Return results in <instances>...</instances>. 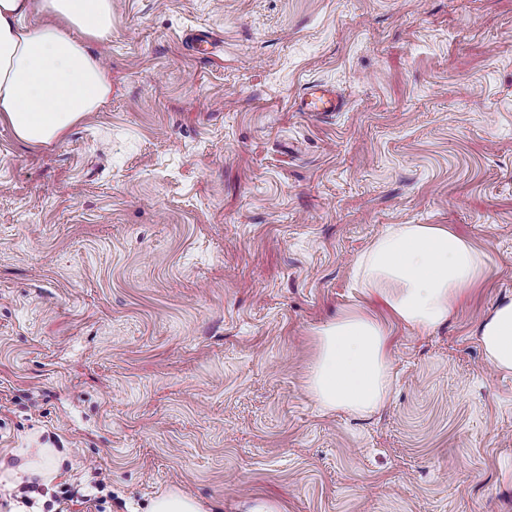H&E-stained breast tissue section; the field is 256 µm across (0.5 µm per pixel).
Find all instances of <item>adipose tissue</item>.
<instances>
[{"label": "adipose tissue", "mask_w": 512, "mask_h": 512, "mask_svg": "<svg viewBox=\"0 0 512 512\" xmlns=\"http://www.w3.org/2000/svg\"><path fill=\"white\" fill-rule=\"evenodd\" d=\"M41 24L29 25L31 15ZM112 33V0H0V124L26 145L48 146L112 93L86 40ZM363 304L313 332L307 390L320 409L371 415L390 401L391 327L429 333L448 322L487 273L486 255L442 224H396L355 261ZM474 334L484 358L512 375V297Z\"/></svg>", "instance_id": "obj_1"}]
</instances>
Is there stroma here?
<instances>
[{
  "label": "stroma",
  "mask_w": 512,
  "mask_h": 512,
  "mask_svg": "<svg viewBox=\"0 0 512 512\" xmlns=\"http://www.w3.org/2000/svg\"><path fill=\"white\" fill-rule=\"evenodd\" d=\"M90 49L98 111L47 147L0 124V461L58 449L106 512H512V375L472 334L512 297V0H112ZM316 81L343 111L295 110ZM392 224L488 276L394 328L384 409L322 412L313 332ZM217 508V504L207 506L179 489H169L153 499L146 512H218Z\"/></svg>",
  "instance_id": "obj_1"
}]
</instances>
